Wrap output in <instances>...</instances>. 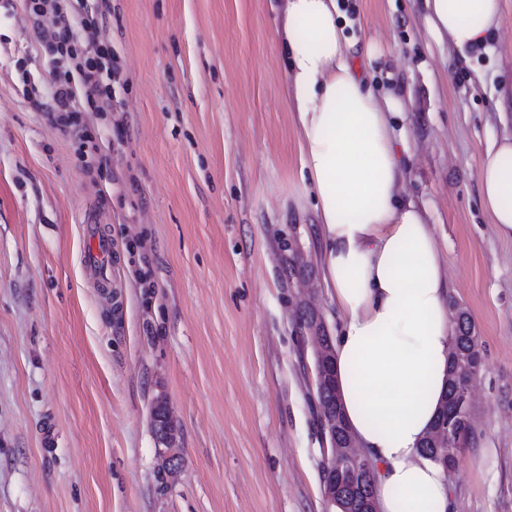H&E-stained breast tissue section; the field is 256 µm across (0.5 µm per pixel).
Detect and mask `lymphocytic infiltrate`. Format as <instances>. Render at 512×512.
I'll return each instance as SVG.
<instances>
[{
  "instance_id": "1",
  "label": "lymphocytic infiltrate",
  "mask_w": 512,
  "mask_h": 512,
  "mask_svg": "<svg viewBox=\"0 0 512 512\" xmlns=\"http://www.w3.org/2000/svg\"><path fill=\"white\" fill-rule=\"evenodd\" d=\"M105 5L106 0H25L34 31L50 55L49 76L32 85L31 100L83 144L92 136L82 113L111 111L119 76L111 47L98 36Z\"/></svg>"
}]
</instances>
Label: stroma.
I'll return each mask as SVG.
<instances>
[{"label":"stroma","mask_w":512,"mask_h":512,"mask_svg":"<svg viewBox=\"0 0 512 512\" xmlns=\"http://www.w3.org/2000/svg\"><path fill=\"white\" fill-rule=\"evenodd\" d=\"M279 0H110L112 110L85 113L98 167L34 107L50 68L23 0H0V512H334L305 311L339 326L286 59ZM377 93L402 84L412 166L450 295L479 338L475 438L453 512H512V241L478 164L512 132V0L487 51L455 52L423 0H341ZM484 81L474 84L475 70ZM127 120L122 142L112 128ZM112 241V287L82 265L87 218ZM149 260L151 285L136 269ZM181 462L160 484L152 409Z\"/></svg>","instance_id":"stroma-1"}]
</instances>
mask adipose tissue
<instances>
[{
    "label": "adipose tissue",
    "mask_w": 512,
    "mask_h": 512,
    "mask_svg": "<svg viewBox=\"0 0 512 512\" xmlns=\"http://www.w3.org/2000/svg\"><path fill=\"white\" fill-rule=\"evenodd\" d=\"M425 4L434 35L462 60L503 21V0ZM340 17L337 0H285L275 28L323 239L324 282L341 319L337 392L376 466L379 512H448V476L421 445L444 402L454 339L449 278L427 207L402 195L400 96L367 86ZM478 184L496 234L512 240V135L486 145Z\"/></svg>",
    "instance_id": "obj_1"
}]
</instances>
